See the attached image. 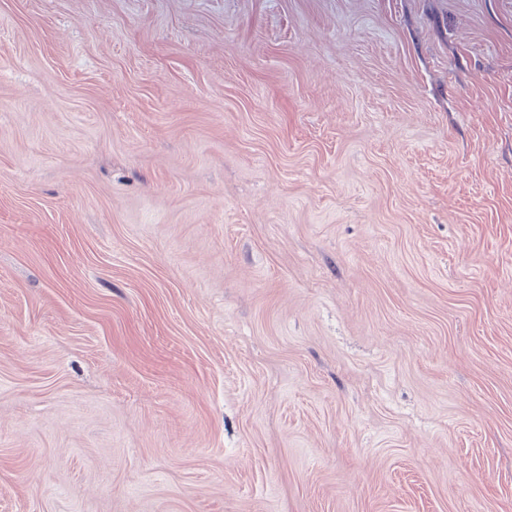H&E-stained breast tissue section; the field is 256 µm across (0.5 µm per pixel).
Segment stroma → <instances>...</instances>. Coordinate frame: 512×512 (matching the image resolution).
<instances>
[{"label":"stroma","instance_id":"obj_1","mask_svg":"<svg viewBox=\"0 0 512 512\" xmlns=\"http://www.w3.org/2000/svg\"><path fill=\"white\" fill-rule=\"evenodd\" d=\"M0 512H512V0H0Z\"/></svg>","mask_w":512,"mask_h":512}]
</instances>
